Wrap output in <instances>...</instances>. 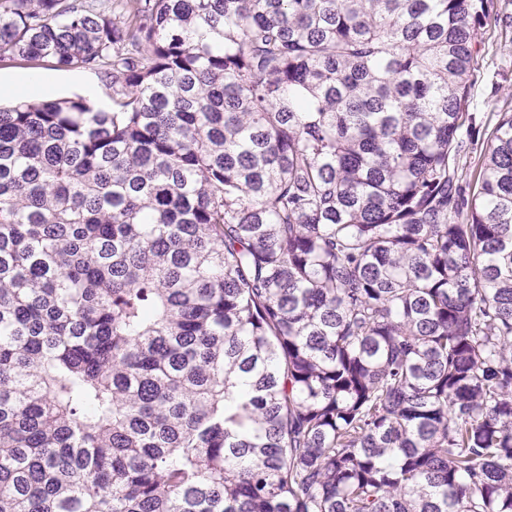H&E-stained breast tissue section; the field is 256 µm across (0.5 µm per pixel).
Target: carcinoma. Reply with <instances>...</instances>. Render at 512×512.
I'll list each match as a JSON object with an SVG mask.
<instances>
[{
  "label": "carcinoma",
  "instance_id": "1",
  "mask_svg": "<svg viewBox=\"0 0 512 512\" xmlns=\"http://www.w3.org/2000/svg\"><path fill=\"white\" fill-rule=\"evenodd\" d=\"M494 0H0V512H512ZM497 6L504 22L484 28L469 107L488 131L497 112H512V0H497ZM39 71L48 74L54 73L55 82L41 90L24 92L18 98L33 95L44 99H58L82 95L92 99L101 108L107 110L112 108V89L105 85L98 73L83 69H59L50 58L33 62L22 59L0 62L2 78L18 75L10 80L2 81L0 78L1 104H10L18 99L5 100L2 98L15 96L22 87H43L47 83L44 74H22ZM483 127L480 129V135L478 137V140L471 146L469 151L462 155L460 166L463 168V178L468 182L470 181L472 183L473 174L475 171V166L479 160V157L481 153L483 154V140L486 137V134L484 135Z\"/></svg>",
  "mask_w": 512,
  "mask_h": 512
}]
</instances>
